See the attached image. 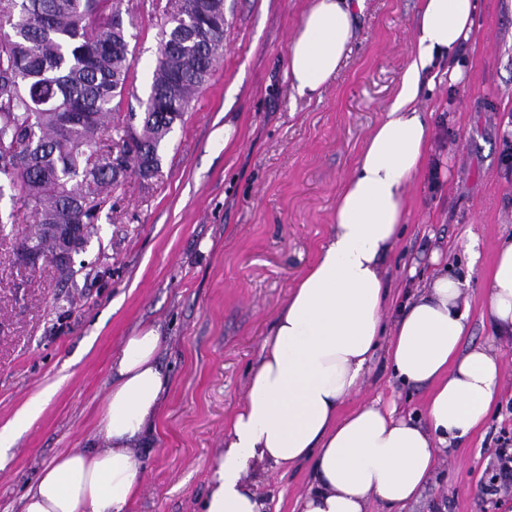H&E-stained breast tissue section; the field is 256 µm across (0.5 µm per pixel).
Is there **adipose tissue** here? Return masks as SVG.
Returning <instances> with one entry per match:
<instances>
[{"instance_id": "ef3b65f1", "label": "adipose tissue", "mask_w": 512, "mask_h": 512, "mask_svg": "<svg viewBox=\"0 0 512 512\" xmlns=\"http://www.w3.org/2000/svg\"><path fill=\"white\" fill-rule=\"evenodd\" d=\"M363 2L310 0L288 51L298 97L319 94L336 75ZM476 8L477 0H424L417 54L339 193L328 242L262 345L202 512H268L247 474L306 461L314 483L299 512H369L374 502L402 512L424 489L439 447L474 432L492 408L502 365L489 347H463L469 309L460 303L462 281L434 277L389 330L379 269L400 237L407 188L426 153L429 125L416 100L432 65L469 39ZM488 318L497 335L512 337V239L491 269ZM386 331L397 378L430 388L426 422L374 405L338 414ZM161 340L152 324L125 337L93 445L46 462L20 512H129L141 487L137 450L152 435L170 384Z\"/></svg>"}]
</instances>
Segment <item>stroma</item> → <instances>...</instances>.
Returning a JSON list of instances; mask_svg holds the SVG:
<instances>
[{
	"label": "stroma",
	"mask_w": 512,
	"mask_h": 512,
	"mask_svg": "<svg viewBox=\"0 0 512 512\" xmlns=\"http://www.w3.org/2000/svg\"><path fill=\"white\" fill-rule=\"evenodd\" d=\"M167 0H124L138 63L112 121L140 111L149 92ZM308 0H224V56L194 94L161 151L159 173L129 175L59 283L52 264L14 269V245L32 221L0 241V512H19L41 466L87 447L126 336L160 326L170 389L147 451L132 512H201L224 429L243 405L251 368L276 315L315 262L335 223L337 193L354 172L418 50L422 0H365L350 52L320 96L301 99L288 50ZM463 79L439 65L418 98L429 148L408 188L401 236L382 265L393 326L416 288L437 274L464 280L465 346H493L502 361L498 401L470 436L441 449L421 496L405 512H512V491L483 492L500 432L512 435V343L487 318L495 253L512 238V9L478 0L473 32L455 52ZM232 134H225V126ZM382 336L358 394L365 404L425 419L428 389L393 373ZM51 395L25 421L29 400ZM303 463L263 477L279 512H299L311 483Z\"/></svg>",
	"instance_id": "stroma-1"
}]
</instances>
